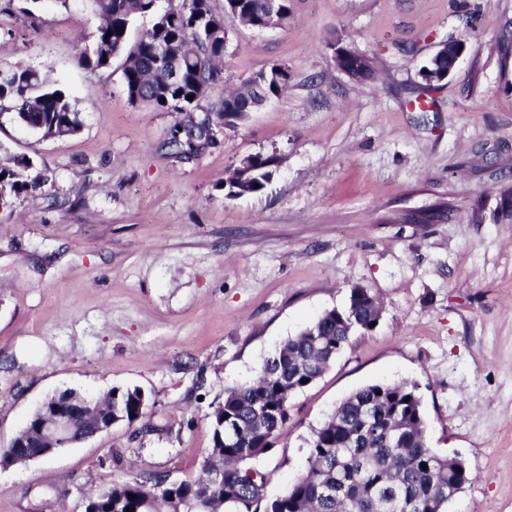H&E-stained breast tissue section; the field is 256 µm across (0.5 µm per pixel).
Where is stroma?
<instances>
[{
    "label": "stroma",
    "instance_id": "obj_1",
    "mask_svg": "<svg viewBox=\"0 0 512 512\" xmlns=\"http://www.w3.org/2000/svg\"><path fill=\"white\" fill-rule=\"evenodd\" d=\"M291 4L280 26L229 25L209 101L276 65L286 88L189 160L161 147L180 114L129 101L123 57L80 64L99 23L89 0H41L35 28L25 0L0 15V65L39 69L83 120L44 139L0 124V164L26 154L45 179L0 199V448L66 389L140 388L155 426L0 467V512H83V496L142 471L195 477L225 388L356 287L382 318L290 396L286 433L252 462L267 499L304 473L340 401L409 381L430 448L472 474L448 512H512V66L497 51L512 0ZM450 40L465 47L456 68L426 83ZM342 46L374 79L338 69ZM255 153L277 156L270 181L226 196Z\"/></svg>",
    "mask_w": 512,
    "mask_h": 512
}]
</instances>
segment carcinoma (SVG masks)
<instances>
[{
	"label": "carcinoma",
	"mask_w": 512,
	"mask_h": 512,
	"mask_svg": "<svg viewBox=\"0 0 512 512\" xmlns=\"http://www.w3.org/2000/svg\"><path fill=\"white\" fill-rule=\"evenodd\" d=\"M99 19L94 41L80 63L92 70L112 66L126 55L123 87L133 103L164 112H201L188 130L176 124L163 147L179 159H190L207 145L214 129L253 111L288 81V71L274 66L252 79L263 81V93L241 86L217 107L206 108L211 88L222 80L226 26L233 19L217 15L210 0H92ZM266 0H237L240 21L261 29L269 21ZM151 18L137 38V17ZM165 48L166 57H158ZM338 68L354 80L373 76L364 54L339 49ZM0 115L43 134L62 137L80 131L82 119L64 90L49 84L31 67L0 68ZM193 99H188V96ZM276 157L257 153L247 190L256 194ZM34 167L27 155L0 165V189L17 194L39 186L20 180ZM380 306L367 290H353L347 305L324 312L312 325L289 337L266 359L256 380L227 387L224 401L210 415L211 447L203 459V476L171 481L162 473H140L112 482L83 500L84 512H448L450 493L470 480L467 464L428 445L418 385L411 382L371 384L351 393L312 432L306 471L276 499L264 495L266 474L249 462L267 453L288 425V400L322 375L358 333L373 331ZM112 412L132 426L146 415L138 388L112 389ZM136 499H130V495Z\"/></svg>",
	"instance_id": "carcinoma-1"
}]
</instances>
